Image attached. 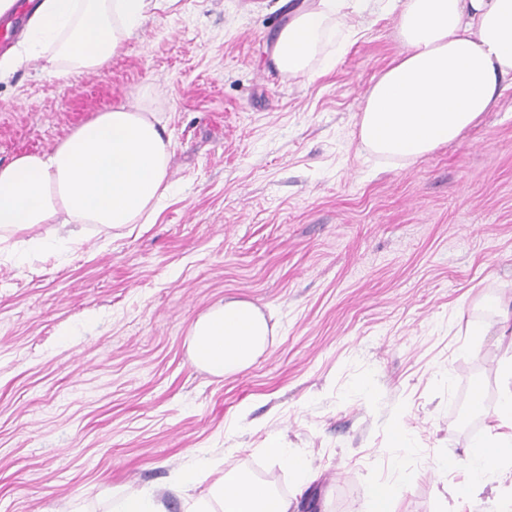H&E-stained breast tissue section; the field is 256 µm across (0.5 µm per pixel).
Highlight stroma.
I'll use <instances>...</instances> for the list:
<instances>
[{
    "label": "stroma",
    "instance_id": "35a3bbf8",
    "mask_svg": "<svg viewBox=\"0 0 512 512\" xmlns=\"http://www.w3.org/2000/svg\"><path fill=\"white\" fill-rule=\"evenodd\" d=\"M301 4L180 0L102 70L55 77L32 56L0 80L1 167L138 99L167 123L174 184L152 223L41 224L55 250L0 251V512H110L124 487L186 512L212 483L176 490L172 474L213 457L299 512H371L387 486L389 512L458 507L512 358V89L456 141L382 158L360 109L402 49L395 16L373 2L343 17L351 46L310 82L271 60ZM232 299L275 335L219 378L188 334ZM476 382L485 404L466 419ZM510 497L504 462L463 509Z\"/></svg>",
    "mask_w": 512,
    "mask_h": 512
}]
</instances>
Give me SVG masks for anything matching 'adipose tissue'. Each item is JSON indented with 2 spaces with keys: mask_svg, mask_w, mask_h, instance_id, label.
Wrapping results in <instances>:
<instances>
[{
  "mask_svg": "<svg viewBox=\"0 0 512 512\" xmlns=\"http://www.w3.org/2000/svg\"><path fill=\"white\" fill-rule=\"evenodd\" d=\"M397 16L403 49L368 92L360 140L384 157L410 160L455 140L479 122L512 87V0H378ZM179 0H40L30 19L29 47L49 74L98 71L111 62L148 17L177 10ZM369 0H306L278 34L272 59L283 72L313 77L329 70L311 60L344 10L363 11ZM171 137L162 118L140 102L120 105L78 127L50 152L25 154L0 167V244L37 224L66 215L74 224L119 229L170 196ZM274 328L261 309L228 300L202 314L190 330L189 354L216 377L249 368ZM498 408L502 427L475 438L467 452L466 500L512 447V361L501 368ZM287 496L248 477L225 473L211 502L195 512H293Z\"/></svg>",
  "mask_w": 512,
  "mask_h": 512,
  "instance_id": "adipose-tissue-1",
  "label": "adipose tissue"
}]
</instances>
